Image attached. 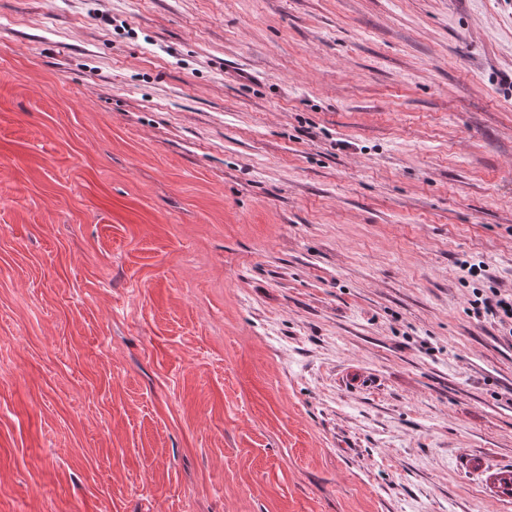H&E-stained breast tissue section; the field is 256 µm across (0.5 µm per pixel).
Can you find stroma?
I'll use <instances>...</instances> for the list:
<instances>
[{
	"instance_id": "obj_1",
	"label": "stroma",
	"mask_w": 512,
	"mask_h": 512,
	"mask_svg": "<svg viewBox=\"0 0 512 512\" xmlns=\"http://www.w3.org/2000/svg\"><path fill=\"white\" fill-rule=\"evenodd\" d=\"M492 288L512 0H0V512H512Z\"/></svg>"
}]
</instances>
